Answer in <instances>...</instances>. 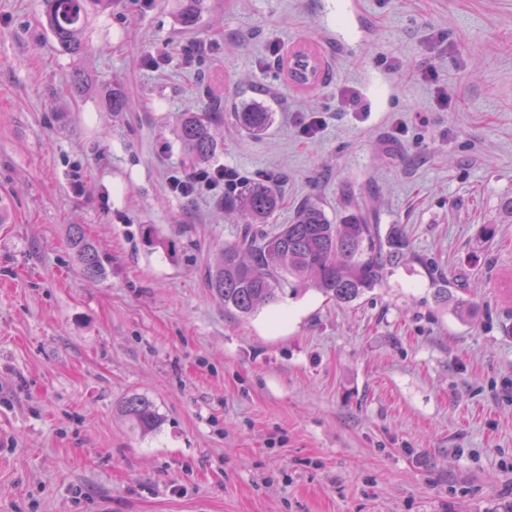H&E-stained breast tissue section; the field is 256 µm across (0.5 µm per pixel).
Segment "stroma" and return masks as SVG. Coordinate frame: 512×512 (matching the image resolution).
Returning a JSON list of instances; mask_svg holds the SVG:
<instances>
[{
    "label": "stroma",
    "instance_id": "35a3bbf8",
    "mask_svg": "<svg viewBox=\"0 0 512 512\" xmlns=\"http://www.w3.org/2000/svg\"><path fill=\"white\" fill-rule=\"evenodd\" d=\"M208 3L191 32L180 0H114L76 58L42 0H0V512H512V224L481 234L512 194V0ZM302 46L310 89L285 69ZM216 100L215 164L280 185L269 228L357 199L412 259L349 305L225 312L203 272L241 226L168 183L191 170L177 116ZM434 267L477 308L437 303ZM134 393L155 434L121 416ZM288 76L299 86H309L316 83L319 70V58L305 48L293 52L287 61ZM274 112H266L258 106L248 104L235 117L241 129L255 136L265 133L273 123ZM67 243L80 274L87 279L99 278L103 271L102 257L97 246L86 238L81 225H71ZM120 412L129 419L142 434H149L157 430L160 425V416L156 406L148 397L134 394L127 398Z\"/></svg>",
    "mask_w": 512,
    "mask_h": 512
}]
</instances>
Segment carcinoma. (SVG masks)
Segmentation results:
<instances>
[{"mask_svg": "<svg viewBox=\"0 0 512 512\" xmlns=\"http://www.w3.org/2000/svg\"><path fill=\"white\" fill-rule=\"evenodd\" d=\"M112 7V0H43L46 28L60 51L70 55L84 52V31L91 17ZM208 10L206 0H182L179 18L182 27H200ZM288 76L299 86L316 83L319 58L305 48L293 52L287 61ZM241 129L255 136L273 123V113L248 104L235 113ZM224 119L220 105L205 112H182L176 121V135L195 168H205L221 149L216 128ZM244 228L232 243L224 245L217 261L206 270L205 283L212 295L224 302V309L247 319L277 303L285 289L294 284L313 288L339 304H350L381 286L389 273L407 260L410 244L397 224L381 234L376 216L352 205L332 223L316 203L302 205L293 220L275 231L265 230L270 217L280 207L277 184L257 176L243 184L228 200ZM68 247L73 261L87 279L102 275V257L88 240L81 225L69 230ZM453 283L443 276L432 280L434 297L453 302L464 315L474 301L454 296ZM120 412L143 434L157 430L160 416L148 397L134 394Z\"/></svg>", "mask_w": 512, "mask_h": 512, "instance_id": "carcinoma-1", "label": "carcinoma"}]
</instances>
